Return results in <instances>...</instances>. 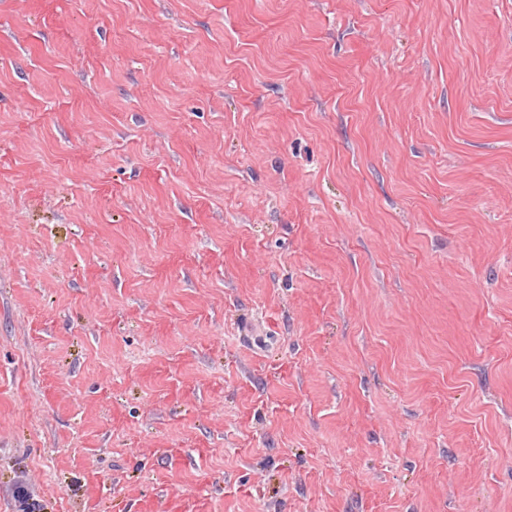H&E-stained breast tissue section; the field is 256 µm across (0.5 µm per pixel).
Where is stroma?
Returning a JSON list of instances; mask_svg holds the SVG:
<instances>
[{"instance_id": "1", "label": "stroma", "mask_w": 512, "mask_h": 512, "mask_svg": "<svg viewBox=\"0 0 512 512\" xmlns=\"http://www.w3.org/2000/svg\"><path fill=\"white\" fill-rule=\"evenodd\" d=\"M512 512V0H0V512Z\"/></svg>"}]
</instances>
